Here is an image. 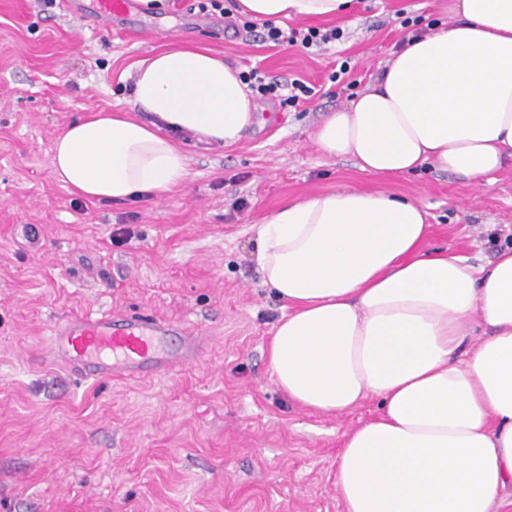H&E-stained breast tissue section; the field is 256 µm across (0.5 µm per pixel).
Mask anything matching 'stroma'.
Segmentation results:
<instances>
[{
  "label": "stroma",
  "mask_w": 512,
  "mask_h": 512,
  "mask_svg": "<svg viewBox=\"0 0 512 512\" xmlns=\"http://www.w3.org/2000/svg\"><path fill=\"white\" fill-rule=\"evenodd\" d=\"M445 0H353L341 40L319 53L262 42L191 0H134L112 31L63 0H0V512H343L334 484L344 436L379 410L339 416L288 400L266 349L284 312L253 260L257 227L288 199L356 185L424 205L426 242L481 261L512 245V168L491 187L426 166L399 182L324 157L313 132L364 89L407 33L448 24ZM241 69L304 80L292 106L257 98L236 146L176 142L190 176L164 197L98 202L53 175L55 137L89 113L130 108L136 64L175 43ZM343 82L329 79L341 63ZM141 311L209 336L198 363L139 379L79 381L41 365L54 326Z\"/></svg>",
  "instance_id": "obj_1"
}]
</instances>
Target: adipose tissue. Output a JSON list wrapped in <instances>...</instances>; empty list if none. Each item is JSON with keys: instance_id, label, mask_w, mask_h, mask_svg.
Listing matches in <instances>:
<instances>
[{"instance_id": "ef3b65f1", "label": "adipose tissue", "mask_w": 512, "mask_h": 512, "mask_svg": "<svg viewBox=\"0 0 512 512\" xmlns=\"http://www.w3.org/2000/svg\"><path fill=\"white\" fill-rule=\"evenodd\" d=\"M352 0H237L259 22L345 15ZM447 27L408 39L314 134L328 158L398 181L428 165L492 185L512 163V0H448ZM145 119L96 112L61 132L53 174L97 201L159 198L189 177L168 136L238 144L256 122L239 72L167 46L136 65ZM428 212L355 186L285 201L258 230L263 284L286 311L267 362L289 399L339 415L376 397L346 434L344 512H503L512 507V247L474 266L427 250Z\"/></svg>"}]
</instances>
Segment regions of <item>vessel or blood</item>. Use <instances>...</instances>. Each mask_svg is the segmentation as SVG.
Returning <instances> with one entry per match:
<instances>
[{"instance_id": "obj_1", "label": "vessel or blood", "mask_w": 512, "mask_h": 512, "mask_svg": "<svg viewBox=\"0 0 512 512\" xmlns=\"http://www.w3.org/2000/svg\"><path fill=\"white\" fill-rule=\"evenodd\" d=\"M129 0H95L83 18L97 30L112 27L114 16L126 14ZM176 330L172 322L142 312L121 319L105 314L72 317L55 325L51 334V359L84 381L105 377L136 378L144 369L168 374L196 363L206 352V337L179 333L176 348L165 340Z\"/></svg>"}]
</instances>
